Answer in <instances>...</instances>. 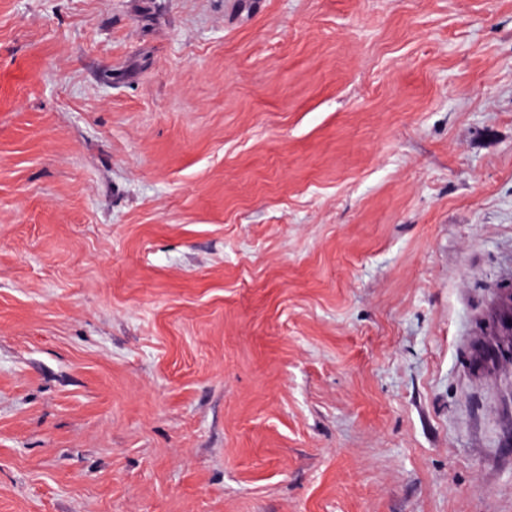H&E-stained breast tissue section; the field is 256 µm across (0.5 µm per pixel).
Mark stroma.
<instances>
[{
    "mask_svg": "<svg viewBox=\"0 0 512 512\" xmlns=\"http://www.w3.org/2000/svg\"><path fill=\"white\" fill-rule=\"evenodd\" d=\"M512 0H0V512H512Z\"/></svg>",
    "mask_w": 512,
    "mask_h": 512,
    "instance_id": "stroma-1",
    "label": "stroma"
}]
</instances>
